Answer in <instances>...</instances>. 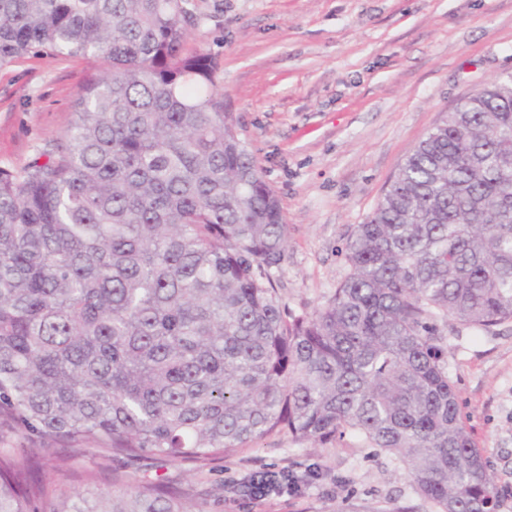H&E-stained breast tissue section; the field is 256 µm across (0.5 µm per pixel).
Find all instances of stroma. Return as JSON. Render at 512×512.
Masks as SVG:
<instances>
[{
    "label": "stroma",
    "instance_id": "1",
    "mask_svg": "<svg viewBox=\"0 0 512 512\" xmlns=\"http://www.w3.org/2000/svg\"><path fill=\"white\" fill-rule=\"evenodd\" d=\"M187 51L210 53L236 132L277 194L288 245L272 277L295 312L323 306L347 275L345 248L406 156L461 100L512 74V0H190ZM98 61L50 52L0 65V168L23 171L73 119ZM464 421L512 512V323L441 330ZM259 471H289L262 499ZM187 489L190 512H429L400 464L345 435L316 448L272 433L206 466L105 459L50 444L33 491H101L155 480Z\"/></svg>",
    "mask_w": 512,
    "mask_h": 512
}]
</instances>
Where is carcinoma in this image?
<instances>
[{
  "label": "carcinoma",
  "instance_id": "carcinoma-1",
  "mask_svg": "<svg viewBox=\"0 0 512 512\" xmlns=\"http://www.w3.org/2000/svg\"><path fill=\"white\" fill-rule=\"evenodd\" d=\"M189 0H0V64L103 59L75 118L0 168V430L202 462L272 432L390 456L434 512H498L438 345L512 323V86L491 83L401 164L325 305L273 286L288 225L185 51ZM40 448L0 451V512H189L163 480L35 499Z\"/></svg>",
  "mask_w": 512,
  "mask_h": 512
}]
</instances>
